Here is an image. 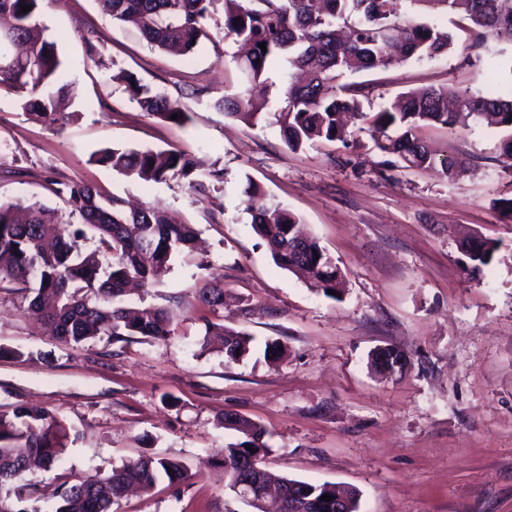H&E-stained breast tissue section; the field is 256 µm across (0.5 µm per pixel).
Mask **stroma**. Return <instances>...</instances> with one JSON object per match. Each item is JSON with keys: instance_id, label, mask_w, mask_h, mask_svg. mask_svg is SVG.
Listing matches in <instances>:
<instances>
[{"instance_id": "35a3bbf8", "label": "stroma", "mask_w": 512, "mask_h": 512, "mask_svg": "<svg viewBox=\"0 0 512 512\" xmlns=\"http://www.w3.org/2000/svg\"><path fill=\"white\" fill-rule=\"evenodd\" d=\"M38 20L57 44L76 98L72 118L51 124L0 88V201L56 207L57 183L89 182L102 193L163 208L195 225L199 250L176 256L160 282L129 303H180L175 335L123 346L67 347L47 336L20 295L0 288V411L17 404L55 411L71 427L60 461L27 476L41 512L75 476L109 473L143 453L183 461L199 476L173 488L161 481L131 494L116 512H250L224 486L209 457L237 432L218 425L237 414L263 425L271 473L359 492V512H512V163L484 125L430 126L421 137L437 158H463L468 172L386 170L367 133L347 142L289 150L280 129L226 117L217 99L241 94L237 45L220 29L190 55L148 46L97 0H45ZM461 36L423 61L354 74L365 110L399 93L447 86L512 92V40L490 36L479 48ZM101 52L87 57L88 46ZM180 101L190 120L177 126L147 116L118 70ZM104 147L179 149L197 175L219 170L209 194L187 184L144 186L90 162ZM259 183L296 214L342 271L332 299L278 267L253 230L243 194ZM500 240L502 261L476 276L459 263L463 233ZM223 282L230 306L198 299L206 278ZM279 340L285 353L226 362L202 347L206 322ZM404 352L407 371L389 377L370 366L374 348ZM177 398L174 407L162 395Z\"/></svg>"}]
</instances>
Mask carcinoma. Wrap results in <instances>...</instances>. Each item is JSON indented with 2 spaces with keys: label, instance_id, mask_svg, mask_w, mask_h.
Segmentation results:
<instances>
[{
  "label": "carcinoma",
  "instance_id": "obj_1",
  "mask_svg": "<svg viewBox=\"0 0 512 512\" xmlns=\"http://www.w3.org/2000/svg\"><path fill=\"white\" fill-rule=\"evenodd\" d=\"M42 0H0V85L19 94L24 109L52 123L71 116L74 82L60 59L56 44L43 36L38 22ZM101 11L117 22L134 23L152 47L193 52L210 39L207 20L217 5L224 11V37L248 46L239 69L249 84L244 96L225 98V114L254 127L271 115L290 150L323 142L346 141L341 116L351 112L365 118L375 148L389 157L386 164L427 170L434 153L418 131L426 126L466 127L485 120L498 129L500 155L512 160V93L486 95L446 87L399 94L377 111L366 113L359 99L362 88L341 84L347 73L388 67L408 59L434 57L454 46L451 32L423 19L433 9L462 16L482 37L512 33V0H97ZM31 11L24 13L22 7ZM266 44V49L259 44ZM284 58L306 71L302 82H290L285 106L267 111L269 62ZM112 79L125 84L142 112L174 124L189 120L186 108L165 93L141 83L122 69ZM92 160L145 184L185 180L200 195L209 191L194 176L191 159L179 151L103 148ZM442 172L454 178L466 171L462 159H444ZM55 194L77 216L80 226L56 220L43 203L0 202V285L12 284L27 303L26 312L44 322L48 335L65 345L82 347L95 341L109 344L134 340H165L175 334L177 314L171 306H126V287L137 282L149 287L170 269L171 259L193 249V225L174 219L166 210L143 205L131 208L112 196L103 198L92 184L60 183ZM247 213L253 230L274 246L273 260L282 269L307 276L313 289L339 292L341 273L336 263L288 209L271 200L250 180L245 188ZM98 246L86 250V231ZM501 244L470 236L460 245L463 264L476 274L497 257ZM20 255H15V252ZM319 259H314V255ZM199 299L224 306V284L206 281ZM224 346V359L240 362L253 352V337L206 322L204 342ZM219 424L245 437L230 443L210 461L226 467L253 455L267 457L270 448L263 426L245 417L224 416ZM71 429L55 413L40 407L16 405L0 411V512H40L20 508L27 497L26 477L34 467L49 468L65 452ZM200 475L183 462L144 454L112 468L111 473H88L67 483L50 512H114L113 506L133 487L146 488L160 480L171 487L189 485ZM298 486L311 497L336 496V484H311L286 478L281 488Z\"/></svg>",
  "mask_w": 512,
  "mask_h": 512
}]
</instances>
